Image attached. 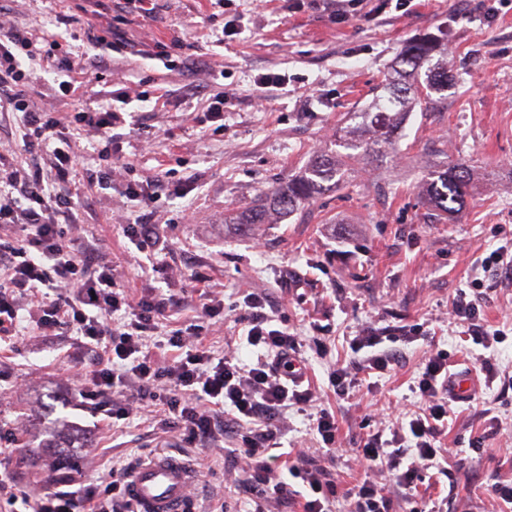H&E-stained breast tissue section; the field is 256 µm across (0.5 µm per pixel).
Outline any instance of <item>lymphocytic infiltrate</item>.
Returning a JSON list of instances; mask_svg holds the SVG:
<instances>
[{"label": "lymphocytic infiltrate", "mask_w": 512, "mask_h": 512, "mask_svg": "<svg viewBox=\"0 0 512 512\" xmlns=\"http://www.w3.org/2000/svg\"><path fill=\"white\" fill-rule=\"evenodd\" d=\"M40 69L51 71L60 90L74 96L79 91L76 78L87 74L88 60L80 55L59 58L49 51L37 55L25 31L1 15L0 106L17 113L22 149L31 161L20 166L0 154V223L23 227L22 238L0 237V334L15 335L21 298L35 297L29 320L39 335L52 336L67 327L79 338L71 359L80 366L83 399L105 405L136 386L139 408L153 412L156 430L174 428L187 447L204 445L223 450L225 457L245 459L240 484L257 499H288L293 494L288 480L294 477L307 490L302 512H331L340 497L348 501L349 512H393L384 486L366 479L339 492L333 475L303 452H296L286 472L277 471L270 449L281 433L280 412L291 405L311 406L316 396L303 380L297 336L269 328L263 297L250 296L245 316L247 343L259 350L253 365L214 357L200 341L205 323L224 309L223 301L213 299L203 303L195 323L169 337L174 353L166 364L144 352L147 333L180 300L156 291L130 294L110 262L82 250L81 204L70 190L81 173L101 189H111V153L99 151V165L87 167L83 136L92 130L114 141V129L126 119L108 104L95 112L72 113L65 121L30 110L23 88ZM390 335V329L367 327L354 338V350L368 348L372 354L333 368L329 382L337 393L347 394L359 373H381L393 365L392 355L374 351ZM417 388L424 407L407 423L414 458H407L404 448H388L377 433L361 439L354 450L367 469L387 473L410 493L422 479V467L440 455L437 440L448 429L453 394L446 353L428 354ZM228 437L234 447H225ZM124 476V470L112 468L102 477L103 491L81 485L48 493L39 499L37 512H132L124 499Z\"/></svg>", "instance_id": "f902f5d3"}]
</instances>
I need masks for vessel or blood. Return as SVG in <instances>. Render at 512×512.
<instances>
[{"label": "vessel or blood", "instance_id": "obj_1", "mask_svg": "<svg viewBox=\"0 0 512 512\" xmlns=\"http://www.w3.org/2000/svg\"><path fill=\"white\" fill-rule=\"evenodd\" d=\"M196 478V472L177 459L153 457L129 471L125 495L135 512H184Z\"/></svg>", "mask_w": 512, "mask_h": 512}]
</instances>
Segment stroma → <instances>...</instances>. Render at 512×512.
I'll return each mask as SVG.
<instances>
[{"instance_id":"stroma-1","label":"stroma","mask_w":512,"mask_h":512,"mask_svg":"<svg viewBox=\"0 0 512 512\" xmlns=\"http://www.w3.org/2000/svg\"><path fill=\"white\" fill-rule=\"evenodd\" d=\"M151 18L112 24L128 42L105 66L90 68L80 99L64 96L51 78L26 89L31 106L63 118L95 109L105 99L145 92L163 106L143 109L120 130L112 161L128 177H160L149 204L131 202L125 179L102 190L86 181L73 190L89 200L80 214L85 246L112 261L132 294L151 288L178 293L182 304L146 339L156 359L166 342L195 318L204 297L223 300L224 313L203 341L215 356L257 358L242 321L248 295L265 298L271 328L297 334L299 356L317 390L316 408L334 412L343 445L325 453L309 412L289 407L280 417L281 453L305 448L335 477L340 490L378 480L351 449L367 433L391 438L400 412L422 404L416 390L429 349L448 353L453 375L474 379L473 399L451 406L447 452L424 472L414 495L387 490L396 512H499L496 482L512 481V389L485 388L477 359L495 357L512 373V276L483 271L493 250L512 247V9L494 0H154ZM34 39L57 34L63 50L86 51L77 23L56 19L54 0H0ZM442 38L437 55L448 66L439 112H412L373 164L350 162L338 192L312 199L287 220L246 238L224 222L270 186L297 174L334 148L337 128L370 109L405 45L422 35ZM174 50L171 68L142 58L154 41ZM287 74L282 90L261 92L253 80ZM193 87L223 93L224 123L184 112ZM469 159L474 188L462 212L436 219L421 202L426 174L457 157ZM160 225L172 246L146 258L126 231L134 219ZM207 274L205 290L192 271ZM486 289L481 317L501 331L491 348L464 336L448 307L472 281ZM366 326L404 327V340L383 342L398 362L382 375L337 395L329 383L334 362L354 360L351 343ZM74 342L69 329L0 340V471L12 470L31 498L59 480L26 461L27 441L60 439L82 463L75 481L96 484L106 467L130 468L161 454L187 462L199 475L186 512H254L239 487L240 469L223 455L185 447L177 433L160 435L138 417L112 420L82 403L76 376H64ZM482 437L480 449L470 441Z\"/></svg>"}]
</instances>
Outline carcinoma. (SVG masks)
<instances>
[{"label": "carcinoma", "mask_w": 512, "mask_h": 512, "mask_svg": "<svg viewBox=\"0 0 512 512\" xmlns=\"http://www.w3.org/2000/svg\"><path fill=\"white\" fill-rule=\"evenodd\" d=\"M435 50V44L429 40L409 45L400 54L395 77L383 84L382 94L374 100V111L353 114L359 119L357 126L375 125L382 129L380 135L367 140L355 134L353 129H342L335 141L336 146L342 148L341 152L315 157L300 174L264 192L253 206L231 217L237 230L254 236L262 226L272 224L276 219H287L306 201L340 190L345 183L344 160L361 155L378 156L387 143L385 129L397 121H403L408 109L417 107L423 112L435 110L438 100L433 98L432 93L439 84L448 83V68L435 66L428 70L423 81H406L407 68L416 70L422 67L431 60ZM426 184L425 203L451 218L459 213L473 187L472 170L466 160L456 159L448 163L446 169L428 173ZM34 452L51 458L52 466L58 471H72L78 467V460L56 447L53 441L37 445Z\"/></svg>", "instance_id": "carcinoma-1"}]
</instances>
